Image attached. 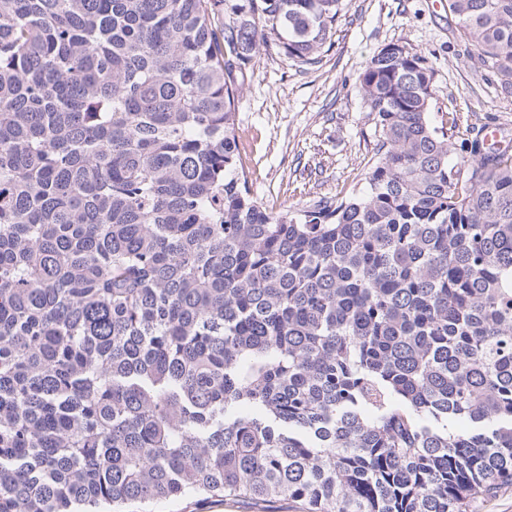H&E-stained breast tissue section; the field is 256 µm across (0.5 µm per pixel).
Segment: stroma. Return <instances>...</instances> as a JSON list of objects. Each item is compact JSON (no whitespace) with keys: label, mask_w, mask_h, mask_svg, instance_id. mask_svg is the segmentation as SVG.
Returning <instances> with one entry per match:
<instances>
[{"label":"stroma","mask_w":512,"mask_h":512,"mask_svg":"<svg viewBox=\"0 0 512 512\" xmlns=\"http://www.w3.org/2000/svg\"><path fill=\"white\" fill-rule=\"evenodd\" d=\"M396 43L425 54L436 75L430 117L457 112L492 123L512 141V97L495 69L481 66L447 0H343L320 63L305 65L270 46L254 57L235 103L236 128L254 198L273 213L364 189L377 138L358 90L372 54ZM155 512H301L288 499L260 507L199 497Z\"/></svg>","instance_id":"obj_1"}]
</instances>
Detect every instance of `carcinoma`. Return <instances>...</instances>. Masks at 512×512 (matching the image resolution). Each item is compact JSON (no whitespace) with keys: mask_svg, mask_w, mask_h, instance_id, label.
<instances>
[{"mask_svg":"<svg viewBox=\"0 0 512 512\" xmlns=\"http://www.w3.org/2000/svg\"><path fill=\"white\" fill-rule=\"evenodd\" d=\"M342 0H0V512H467L512 485V153L399 44L361 194L273 214L235 101ZM512 92V0H448ZM465 419L469 426L456 427ZM221 499V498H218ZM202 499L199 497L158 503L152 510L156 512H301L299 503L280 499L274 503L257 506L245 500Z\"/></svg>","mask_w":512,"mask_h":512,"instance_id":"obj_1","label":"carcinoma"}]
</instances>
